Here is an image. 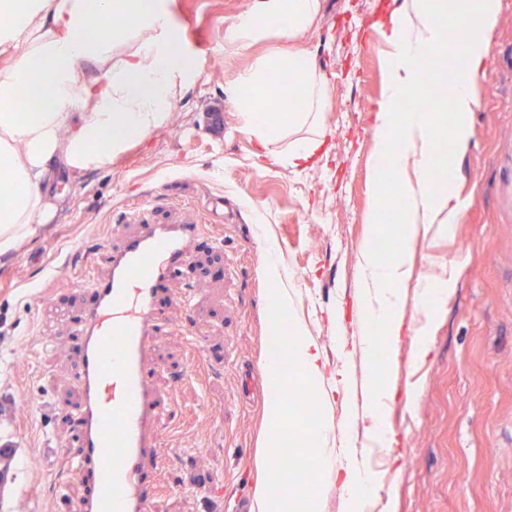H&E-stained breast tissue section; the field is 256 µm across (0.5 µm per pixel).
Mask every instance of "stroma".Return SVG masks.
Wrapping results in <instances>:
<instances>
[{
	"label": "stroma",
	"instance_id": "1",
	"mask_svg": "<svg viewBox=\"0 0 512 512\" xmlns=\"http://www.w3.org/2000/svg\"><path fill=\"white\" fill-rule=\"evenodd\" d=\"M196 78L167 121L128 143L105 169L62 182L57 212L15 256L0 257V448L15 469L0 512H80L84 489L61 468L77 453L81 394L72 368L76 327L105 275L127 213L143 223L180 210L203 228L193 258L162 294L151 365L165 411L169 457L154 479L152 512H231L219 492L253 493L275 471L260 464L274 427L266 388L240 401L244 369L272 357L269 258L294 275L284 325L304 327L319 347L328 398L319 412L289 409V434L327 422L333 448H353L379 480L373 512H512V0H498L490 52L476 77L471 136L454 166L461 221L418 240L415 272L447 282L432 300L407 285L405 330L390 379L397 396L387 424L398 444L369 446L370 389L379 358L360 340L356 298L368 242L397 248L399 224L366 221L372 202L373 124L386 89L381 53L366 42L368 19L401 0H323L300 44L328 80L321 116L326 144L303 170L283 157L298 139L285 132L256 158L232 87L257 58L287 49L273 31L248 49L227 39L254 0H167ZM429 325L428 353L415 339ZM308 480L320 483V512H343L345 489L322 476L312 447L301 449Z\"/></svg>",
	"mask_w": 512,
	"mask_h": 512
}]
</instances>
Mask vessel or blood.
<instances>
[{"label":"vessel or blood","instance_id":"vessel-or-blood-1","mask_svg":"<svg viewBox=\"0 0 512 512\" xmlns=\"http://www.w3.org/2000/svg\"><path fill=\"white\" fill-rule=\"evenodd\" d=\"M201 227L192 215L139 224L110 252L107 276L79 327L74 380L82 392L80 454L69 474L85 486L80 512H149L146 477L166 457L149 365L158 339L160 288L189 261Z\"/></svg>","mask_w":512,"mask_h":512}]
</instances>
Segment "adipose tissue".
<instances>
[{"mask_svg":"<svg viewBox=\"0 0 512 512\" xmlns=\"http://www.w3.org/2000/svg\"><path fill=\"white\" fill-rule=\"evenodd\" d=\"M322 0H255L228 32L230 42L248 45L263 29L293 40L320 15ZM497 0H403L389 19L387 88L375 115V195H393L406 227L395 257L380 263L361 255L363 343L380 327L388 350H397L404 324L401 288L416 280L422 297L440 293L438 280L414 278L412 250L419 235L446 232L461 210L452 179H437V129L430 113L404 110L406 97L424 81V58L463 41L473 67L483 65L488 45L466 39L471 29L494 26ZM0 53L17 52L15 64L0 72V257L16 254L48 223L56 208L61 178L78 181L92 168H106L126 141L168 119L178 92L195 68L185 60L180 37L164 0H0ZM105 35L89 39L92 28ZM132 41L113 60L112 45ZM454 119L446 133L457 151L469 142L476 104L474 81L451 75ZM38 101L21 108L23 89ZM243 128L268 155L285 127L317 125L327 104V79L305 49L265 57L235 82ZM275 94L281 110L265 112L262 98Z\"/></svg>","mask_w":512,"mask_h":512,"instance_id":"1","label":"adipose tissue"}]
</instances>
